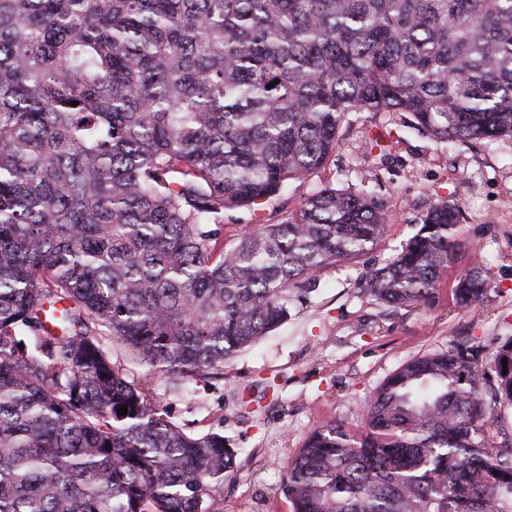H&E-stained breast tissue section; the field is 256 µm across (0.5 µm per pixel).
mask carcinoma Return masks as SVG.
<instances>
[{
	"mask_svg": "<svg viewBox=\"0 0 512 512\" xmlns=\"http://www.w3.org/2000/svg\"><path fill=\"white\" fill-rule=\"evenodd\" d=\"M351 112L512 138V0H0V512H222L229 440L173 422L113 349L174 386L219 375L301 281L373 249L388 211L330 184L224 249V210L316 173ZM461 216L432 205L361 291L429 304ZM487 290L474 264L456 301ZM510 409L511 337L412 359L281 491L292 512H512Z\"/></svg>",
	"mask_w": 512,
	"mask_h": 512,
	"instance_id": "1",
	"label": "carcinoma"
}]
</instances>
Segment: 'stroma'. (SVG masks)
Masks as SVG:
<instances>
[{
  "instance_id": "1",
  "label": "stroma",
  "mask_w": 512,
  "mask_h": 512,
  "mask_svg": "<svg viewBox=\"0 0 512 512\" xmlns=\"http://www.w3.org/2000/svg\"><path fill=\"white\" fill-rule=\"evenodd\" d=\"M407 120L402 112L349 115L321 170L263 204L224 213L229 247L260 225L296 217L306 198L330 184L386 203L389 220L374 249L302 283L288 320L226 362L223 377L199 376L180 391L146 366L130 367V378L151 387L155 405L172 421L198 433L221 426L238 448L224 480V512H291L281 480L315 428L336 421L362 430L367 400L409 360L464 340L492 347L512 336V250L505 247L512 239V139L448 146ZM377 135L387 151L370 147ZM441 200L463 213L460 248L429 306L386 309L360 291V279L387 263ZM475 263L488 270L487 294L458 306L457 279Z\"/></svg>"
}]
</instances>
